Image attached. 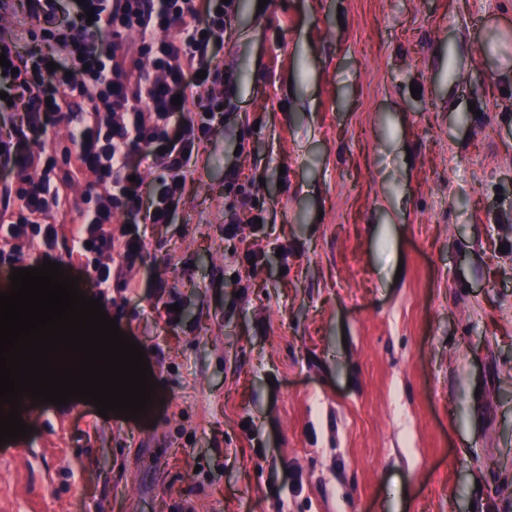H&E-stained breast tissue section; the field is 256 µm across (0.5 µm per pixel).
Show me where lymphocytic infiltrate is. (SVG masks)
Segmentation results:
<instances>
[{
    "mask_svg": "<svg viewBox=\"0 0 512 512\" xmlns=\"http://www.w3.org/2000/svg\"><path fill=\"white\" fill-rule=\"evenodd\" d=\"M39 25L43 40L20 54L0 32L12 68L0 75V242L38 249L58 234L65 188L84 180V208L70 229V256L95 287L127 278L145 237L113 224L120 213L137 224L171 223L199 145L223 99L214 50L235 13L234 0H0ZM93 17H86V10ZM55 70H48V63ZM206 78H198V71ZM180 105H173V98ZM85 116L72 126L60 157L27 146L30 134L72 105ZM163 171L143 198L130 182V161ZM112 254L111 263L100 260Z\"/></svg>",
    "mask_w": 512,
    "mask_h": 512,
    "instance_id": "f902f5d3",
    "label": "lymphocytic infiltrate"
}]
</instances>
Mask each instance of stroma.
Listing matches in <instances>:
<instances>
[{
  "label": "stroma",
  "instance_id": "1",
  "mask_svg": "<svg viewBox=\"0 0 512 512\" xmlns=\"http://www.w3.org/2000/svg\"><path fill=\"white\" fill-rule=\"evenodd\" d=\"M218 61L136 288L87 291L153 409L34 405L0 512H512V0H240Z\"/></svg>",
  "mask_w": 512,
  "mask_h": 512
}]
</instances>
